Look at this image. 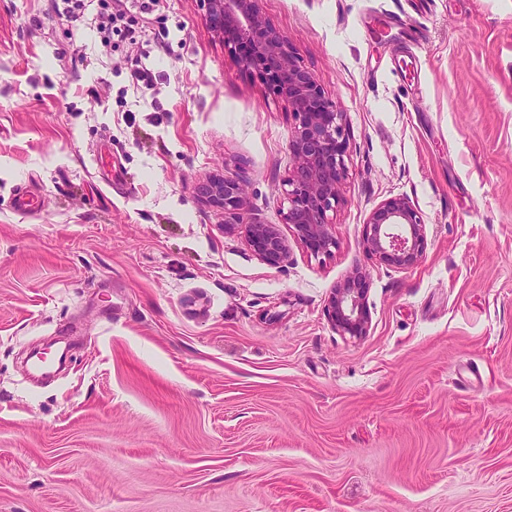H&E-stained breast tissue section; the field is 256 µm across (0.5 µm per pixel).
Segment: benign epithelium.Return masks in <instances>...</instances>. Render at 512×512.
I'll list each match as a JSON object with an SVG mask.
<instances>
[{
    "label": "benign epithelium",
    "instance_id": "7a95c632",
    "mask_svg": "<svg viewBox=\"0 0 512 512\" xmlns=\"http://www.w3.org/2000/svg\"><path fill=\"white\" fill-rule=\"evenodd\" d=\"M205 18L219 37L247 45L243 66L271 78L278 96L288 103L297 123L288 138L293 169L285 180L288 208L285 223L313 253H327L335 245L328 212L342 201L346 174L343 113L333 109L316 78L303 68L294 47L264 17L259 0H200ZM198 196L235 220L242 219L244 184L234 177H215L200 186ZM248 244L254 255L270 266L288 260V239L273 224L247 223ZM427 245L426 224L410 199L395 197L376 205L366 223L364 248L376 261L398 270L414 266ZM367 272L356 268L333 289L328 316L343 336L361 338L368 332Z\"/></svg>",
    "mask_w": 512,
    "mask_h": 512
}]
</instances>
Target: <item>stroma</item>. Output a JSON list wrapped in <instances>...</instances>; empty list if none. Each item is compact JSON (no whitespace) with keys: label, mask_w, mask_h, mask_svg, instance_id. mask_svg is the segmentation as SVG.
Segmentation results:
<instances>
[{"label":"stroma","mask_w":512,"mask_h":512,"mask_svg":"<svg viewBox=\"0 0 512 512\" xmlns=\"http://www.w3.org/2000/svg\"><path fill=\"white\" fill-rule=\"evenodd\" d=\"M260 8L344 116L326 254L284 220L293 112L199 0L108 48L96 7L0 0V512H512V0ZM393 197L406 270L363 244ZM358 267L353 339L327 302ZM244 184L239 178L215 177L200 186L198 196L232 220L243 221ZM426 245V225L409 198L386 199L372 209L364 234V248L371 258L405 270L422 258ZM246 227L248 244L260 261L270 266H279L288 260V239L276 225L248 222Z\"/></svg>","instance_id":"stroma-1"}]
</instances>
